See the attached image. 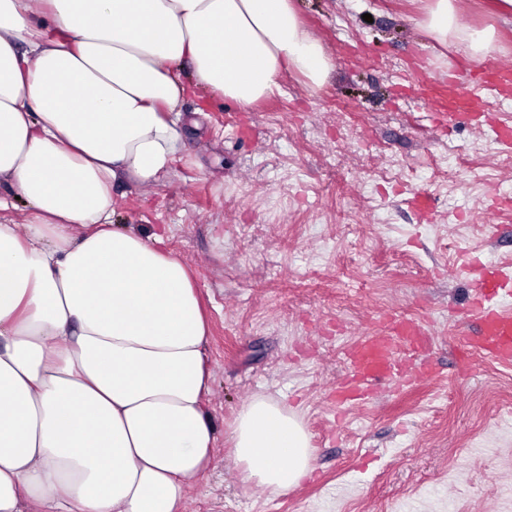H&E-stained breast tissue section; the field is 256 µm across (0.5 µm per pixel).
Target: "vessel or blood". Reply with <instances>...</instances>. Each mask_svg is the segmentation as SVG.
Returning a JSON list of instances; mask_svg holds the SVG:
<instances>
[{
	"mask_svg": "<svg viewBox=\"0 0 512 512\" xmlns=\"http://www.w3.org/2000/svg\"><path fill=\"white\" fill-rule=\"evenodd\" d=\"M476 72L477 81L467 88L443 81L432 84V95L448 120L483 124L490 100L512 94L511 62L480 66ZM469 272L461 314L475 324L476 333L459 337L458 345L467 353L512 365V273L479 262L470 264ZM430 346L424 328L395 315L361 333L345 352L346 371L334 391L337 413L367 406L383 382L410 385L429 374V367L416 365L413 356Z\"/></svg>",
	"mask_w": 512,
	"mask_h": 512,
	"instance_id": "b4317fda",
	"label": "vessel or blood"
}]
</instances>
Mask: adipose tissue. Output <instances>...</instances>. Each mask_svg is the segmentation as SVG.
Masks as SVG:
<instances>
[{
    "mask_svg": "<svg viewBox=\"0 0 512 512\" xmlns=\"http://www.w3.org/2000/svg\"><path fill=\"white\" fill-rule=\"evenodd\" d=\"M422 25L467 58L490 31L453 0ZM331 58L294 0H0V512H185L215 427L209 322L189 268L112 222L118 180L153 190L184 146L191 74L251 105ZM243 483L275 492L313 469L302 422L265 396L231 433Z\"/></svg>",
    "mask_w": 512,
    "mask_h": 512,
    "instance_id": "ef3b65f1",
    "label": "adipose tissue"
}]
</instances>
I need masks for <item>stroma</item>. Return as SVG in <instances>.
Wrapping results in <instances>:
<instances>
[{
    "label": "stroma",
    "instance_id": "1",
    "mask_svg": "<svg viewBox=\"0 0 512 512\" xmlns=\"http://www.w3.org/2000/svg\"><path fill=\"white\" fill-rule=\"evenodd\" d=\"M458 2L459 27L496 32L485 62L512 58V20ZM295 7L334 64L321 88L291 73L246 107L188 90L169 176L112 188L113 223L166 228L210 320L216 451L187 512H512V365L454 341L467 329L461 255L512 271V222L486 230L512 164L489 128L437 123L426 89L452 67L469 83L470 62L418 26L421 0ZM452 146L466 161L440 173ZM393 312L434 336L419 356L432 374L337 421L345 349ZM256 395L297 411L310 436L313 474L294 489L235 470L231 426Z\"/></svg>",
    "mask_w": 512,
    "mask_h": 512
}]
</instances>
